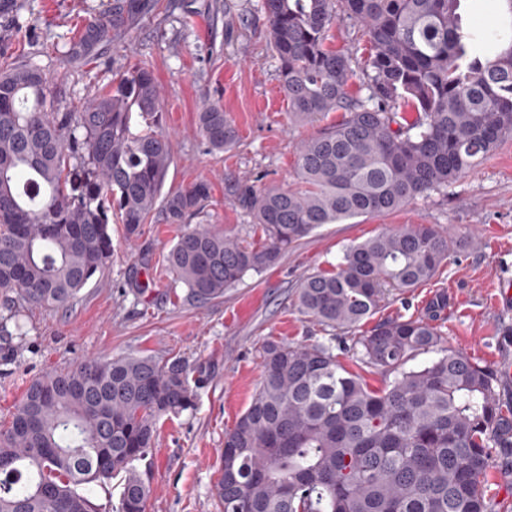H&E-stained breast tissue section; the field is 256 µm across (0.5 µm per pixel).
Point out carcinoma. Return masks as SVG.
Masks as SVG:
<instances>
[{
	"mask_svg": "<svg viewBox=\"0 0 512 512\" xmlns=\"http://www.w3.org/2000/svg\"><path fill=\"white\" fill-rule=\"evenodd\" d=\"M461 2L262 0L289 114L344 115L301 143L297 188L228 184L261 243L201 225L182 231L164 262L191 298L223 297L324 224L444 189L512 139V29L486 38L464 23ZM151 6L113 0L70 56H91ZM340 11L369 36L364 96L349 90L351 55L326 44ZM401 109L415 116L402 123ZM162 112L147 60L62 109L43 69L0 53V291L15 295L6 309L16 335H26L20 306L63 308L103 272L111 221L136 239L156 212L185 224L211 198L204 179L164 190L173 152ZM198 123L210 149L236 145L223 105L204 106ZM467 244L406 225L346 246L336 271L302 280L300 311L351 335L355 363L389 381L375 389L347 369L335 336L264 340L260 386L224 438L223 512H492L482 482L492 450L512 447L498 371L443 346L430 317L355 335L390 294L427 283ZM418 352L435 357L407 367ZM196 371L181 356L126 354L32 378L0 429V512H101L92 486L116 476L115 512H145L150 486L134 462L151 452L161 418L195 408Z\"/></svg>",
	"mask_w": 512,
	"mask_h": 512,
	"instance_id": "obj_1",
	"label": "carcinoma"
}]
</instances>
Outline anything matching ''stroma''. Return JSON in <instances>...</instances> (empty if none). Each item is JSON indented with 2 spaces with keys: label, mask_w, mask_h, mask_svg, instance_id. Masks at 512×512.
<instances>
[{
  "label": "stroma",
  "mask_w": 512,
  "mask_h": 512,
  "mask_svg": "<svg viewBox=\"0 0 512 512\" xmlns=\"http://www.w3.org/2000/svg\"><path fill=\"white\" fill-rule=\"evenodd\" d=\"M20 2L27 26L6 27L0 16V49L36 62L64 99L89 98L139 60L153 63L162 129L174 153L167 187L207 179L212 197L196 223L253 240V219L228 196L227 184L295 186L297 148L323 125L290 119L263 14L250 11L248 0H158L149 18L94 58L75 62L65 55L68 42L112 0ZM327 44L352 54L351 84L359 86L369 53L363 29L338 17ZM211 102L223 105L239 131L240 142L231 152H208L198 133V114ZM409 224H428L454 239L468 234L472 242L426 285L391 297L380 317H417L440 298L444 306L436 308V324L448 347L494 368L512 358V307L497 299L499 287L512 284L511 140L448 189L392 213L323 225L275 266L246 273L223 297L206 303L190 298L163 263L181 225L155 214L131 242L123 225H113L108 268L72 306L26 309L27 333L20 338L0 306V357L11 358L0 361V426L29 380L43 372L128 353L185 357L202 369L197 406L160 420L151 453L136 463L151 488L146 512H222L214 484L224 436L261 381L258 347L269 337L295 343L322 338L321 326L297 307L301 281L317 271H334L347 245ZM134 272L148 286L144 295L132 290ZM485 490L497 510L512 504V448L495 449Z\"/></svg>",
  "instance_id": "1"
}]
</instances>
